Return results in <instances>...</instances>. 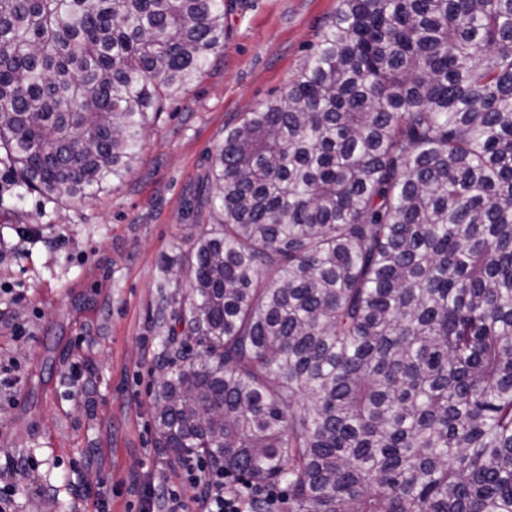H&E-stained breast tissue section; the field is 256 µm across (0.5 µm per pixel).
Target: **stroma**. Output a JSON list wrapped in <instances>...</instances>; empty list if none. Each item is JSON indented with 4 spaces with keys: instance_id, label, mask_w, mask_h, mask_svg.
Masks as SVG:
<instances>
[{
    "instance_id": "obj_1",
    "label": "stroma",
    "mask_w": 512,
    "mask_h": 512,
    "mask_svg": "<svg viewBox=\"0 0 512 512\" xmlns=\"http://www.w3.org/2000/svg\"><path fill=\"white\" fill-rule=\"evenodd\" d=\"M338 6L233 0L223 52L111 192L47 198L0 165V480L29 487L12 512H140L145 483L179 473L153 422L169 302L186 288L163 261L207 222L197 203L225 126L287 89Z\"/></svg>"
}]
</instances>
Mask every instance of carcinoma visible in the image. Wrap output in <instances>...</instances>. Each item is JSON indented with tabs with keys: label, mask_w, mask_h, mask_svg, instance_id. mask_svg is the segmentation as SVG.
Segmentation results:
<instances>
[{
	"label": "carcinoma",
	"mask_w": 512,
	"mask_h": 512,
	"mask_svg": "<svg viewBox=\"0 0 512 512\" xmlns=\"http://www.w3.org/2000/svg\"><path fill=\"white\" fill-rule=\"evenodd\" d=\"M230 0H0V153L111 191ZM171 313L159 447L288 512H512V0H340L235 125Z\"/></svg>",
	"instance_id": "1"
}]
</instances>
